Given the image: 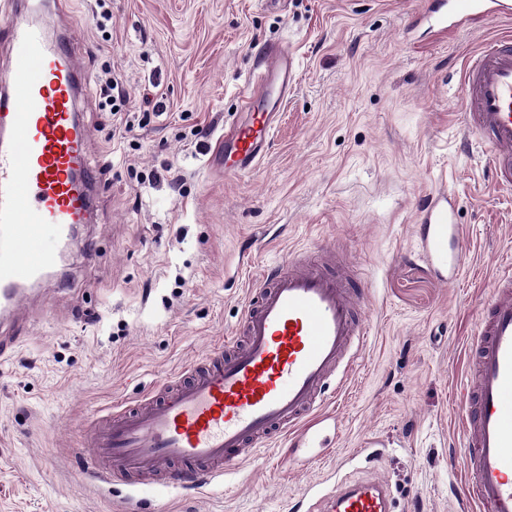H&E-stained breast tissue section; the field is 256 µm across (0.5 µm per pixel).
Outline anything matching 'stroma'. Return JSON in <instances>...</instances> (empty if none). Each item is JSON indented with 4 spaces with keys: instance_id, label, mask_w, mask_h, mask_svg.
<instances>
[{
    "instance_id": "stroma-1",
    "label": "stroma",
    "mask_w": 512,
    "mask_h": 512,
    "mask_svg": "<svg viewBox=\"0 0 512 512\" xmlns=\"http://www.w3.org/2000/svg\"><path fill=\"white\" fill-rule=\"evenodd\" d=\"M427 0H111L110 41L89 0L56 20L84 56L80 103L99 195L67 259L31 301V334L0 361V512H120L130 487L75 469L81 425L137 399L223 344L256 266L334 246L365 286L366 342L326 399L332 446L259 451L191 495L144 494V512H297L299 493L376 476L394 512H474L465 502L467 346L496 275L512 268V190L461 127L464 57L512 30L488 19L439 38ZM298 63L265 157L225 176L208 148L240 117L256 52ZM123 83L133 127L113 137L99 80ZM460 202L465 263L441 284L419 253L420 212ZM252 241V261L241 246Z\"/></svg>"
}]
</instances>
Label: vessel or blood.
<instances>
[{
  "instance_id": "obj_1",
  "label": "vessel or blood",
  "mask_w": 512,
  "mask_h": 512,
  "mask_svg": "<svg viewBox=\"0 0 512 512\" xmlns=\"http://www.w3.org/2000/svg\"><path fill=\"white\" fill-rule=\"evenodd\" d=\"M47 0H33L35 20L4 33L12 47L10 84L0 87V357L26 328L28 291L55 267L78 225L92 219L97 178L85 155L77 112L87 83L82 57L50 40ZM512 16V0H428L423 17L436 33ZM296 59L269 48L255 64L260 91H245V122L216 140L225 176L255 170L274 118L295 85ZM462 122L490 153L495 186L512 189V34L484 40L459 72ZM459 203L433 193L423 210V257L457 280L464 265ZM336 267L335 249L318 245L266 266L252 280L231 336L136 403L93 420L85 442V477L133 487L125 512H141L140 492L168 473L167 485L196 490L223 477L257 447L280 441L314 447L332 419L322 406L353 369L364 345L366 292ZM469 404L464 430L468 501L479 512H512V270L499 277L469 345ZM306 512H390L391 495L374 478L344 479L325 495L302 497Z\"/></svg>"
}]
</instances>
